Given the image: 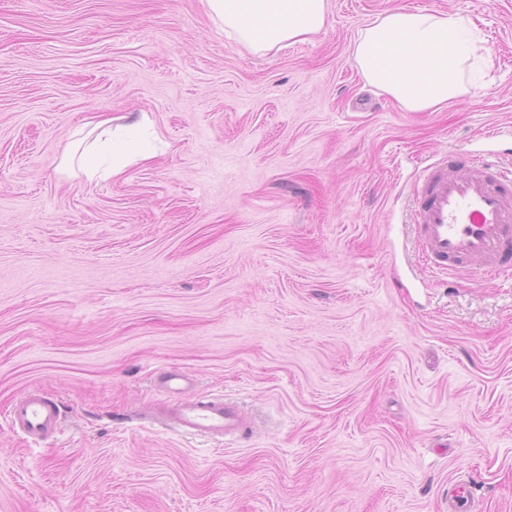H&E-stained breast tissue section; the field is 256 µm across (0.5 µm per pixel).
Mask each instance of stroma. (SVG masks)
Wrapping results in <instances>:
<instances>
[{
  "mask_svg": "<svg viewBox=\"0 0 512 512\" xmlns=\"http://www.w3.org/2000/svg\"><path fill=\"white\" fill-rule=\"evenodd\" d=\"M395 9L458 13L465 95L408 112L354 61ZM162 148L60 172L98 117ZM512 168V0H326L255 53L205 0H0V512H512V279L448 278L409 221L423 168ZM242 439L144 423L159 370ZM61 431L6 430L26 391Z\"/></svg>",
  "mask_w": 512,
  "mask_h": 512,
  "instance_id": "stroma-1",
  "label": "stroma"
}]
</instances>
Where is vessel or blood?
Returning <instances> with one entry per match:
<instances>
[{
  "label": "vessel or blood",
  "mask_w": 512,
  "mask_h": 512,
  "mask_svg": "<svg viewBox=\"0 0 512 512\" xmlns=\"http://www.w3.org/2000/svg\"><path fill=\"white\" fill-rule=\"evenodd\" d=\"M411 222L423 255L438 269L480 267L490 277L512 273V172H493L489 162L448 156L428 164L413 195ZM190 376L173 368L157 386L174 403L153 416V426L194 436L233 439L249 427L237 402L187 394ZM11 432L32 442L55 436L61 427L59 403L40 392L16 398L8 410Z\"/></svg>",
  "instance_id": "b4317fda"
}]
</instances>
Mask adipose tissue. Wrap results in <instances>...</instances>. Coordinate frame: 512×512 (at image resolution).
<instances>
[{"instance_id": "1", "label": "adipose tissue", "mask_w": 512, "mask_h": 512, "mask_svg": "<svg viewBox=\"0 0 512 512\" xmlns=\"http://www.w3.org/2000/svg\"><path fill=\"white\" fill-rule=\"evenodd\" d=\"M209 15L232 30L255 52L307 40L325 24L326 0H206ZM460 14L395 10L367 26L354 44L355 60L366 83L391 96L410 112H425L466 92L463 68L476 51ZM102 132L80 155L62 159L66 174L88 180L117 177L134 163L153 158L135 132L112 136V121L99 120Z\"/></svg>"}]
</instances>
